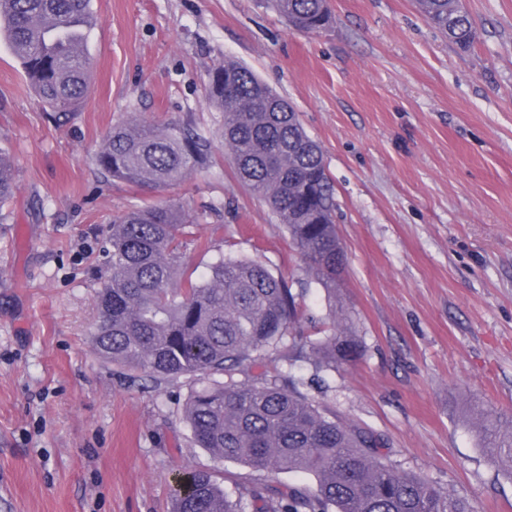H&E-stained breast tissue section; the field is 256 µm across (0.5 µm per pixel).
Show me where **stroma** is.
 <instances>
[{
	"label": "stroma",
	"mask_w": 512,
	"mask_h": 512,
	"mask_svg": "<svg viewBox=\"0 0 512 512\" xmlns=\"http://www.w3.org/2000/svg\"><path fill=\"white\" fill-rule=\"evenodd\" d=\"M92 2L90 86L74 111L45 105L0 42V149L17 171L0 207V512H170L187 464L216 470L229 493L306 481L214 460L184 420L188 382L150 389L89 348L112 216L155 197L95 164L132 120L210 134L212 166L165 191L203 214L194 232L209 249L187 252L186 274L223 256L294 274L301 336L341 308L361 357L316 387L294 348L289 375L381 434L402 471L473 512H512V478L478 422L490 410L512 422V0H464L465 50L416 0H327L315 33L269 0ZM227 60L290 103L322 151L347 255L335 298L233 173L205 93Z\"/></svg>",
	"instance_id": "35a3bbf8"
}]
</instances>
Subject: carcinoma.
<instances>
[{"label":"carcinoma","instance_id":"1","mask_svg":"<svg viewBox=\"0 0 512 512\" xmlns=\"http://www.w3.org/2000/svg\"><path fill=\"white\" fill-rule=\"evenodd\" d=\"M428 22L462 47L474 39L463 0H417ZM296 29L314 32L330 19L326 0H273ZM98 22L91 0H0L7 42L38 96L65 112L87 88L88 31ZM208 100L220 114L235 176L286 225L290 245L330 294L346 264L334 220V188L319 145L297 112L249 69L231 61L208 76ZM210 141L192 126L116 125L95 156L108 176L162 192L210 164ZM15 166L0 150V205L15 194ZM201 214L156 200L112 218L109 274L95 295L90 346L100 358L143 374L157 389L193 382L184 419L195 443L218 460L254 471L312 475L314 486L238 485L229 494L214 471L185 465L172 512H472L428 479L384 462L385 440L342 422L294 382L251 378L249 368L288 359L285 341L302 316L290 279L262 263L220 259L199 280L184 277L191 227ZM315 372L359 356L343 329L310 342ZM499 466L512 477V430L498 433Z\"/></svg>","mask_w":512,"mask_h":512}]
</instances>
